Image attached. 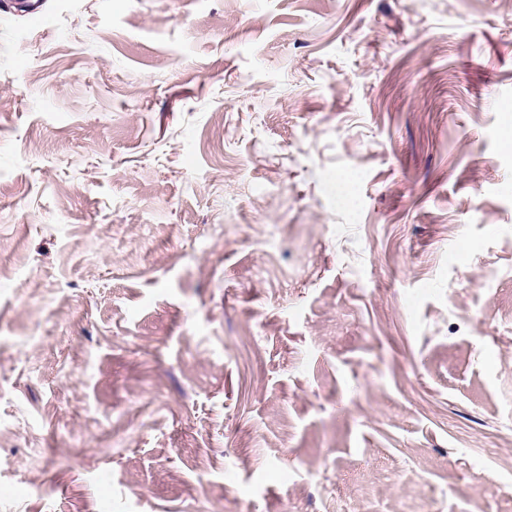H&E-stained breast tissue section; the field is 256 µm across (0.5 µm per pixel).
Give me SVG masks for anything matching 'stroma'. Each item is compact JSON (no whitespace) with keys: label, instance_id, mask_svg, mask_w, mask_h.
Here are the masks:
<instances>
[{"label":"stroma","instance_id":"35a3bbf8","mask_svg":"<svg viewBox=\"0 0 512 512\" xmlns=\"http://www.w3.org/2000/svg\"><path fill=\"white\" fill-rule=\"evenodd\" d=\"M44 7L0 512H512V0Z\"/></svg>","mask_w":512,"mask_h":512}]
</instances>
